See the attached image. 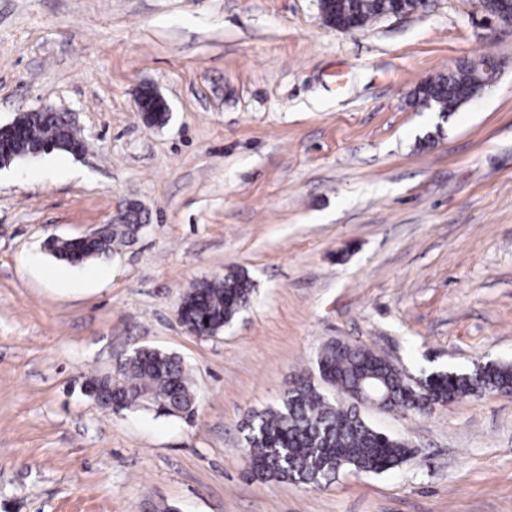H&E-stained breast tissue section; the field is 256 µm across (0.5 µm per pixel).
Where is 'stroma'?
I'll return each mask as SVG.
<instances>
[{
    "label": "stroma",
    "mask_w": 512,
    "mask_h": 512,
    "mask_svg": "<svg viewBox=\"0 0 512 512\" xmlns=\"http://www.w3.org/2000/svg\"><path fill=\"white\" fill-rule=\"evenodd\" d=\"M488 59L456 111L415 99ZM39 107L85 151L0 170V512H512V393L364 410L413 449L380 474L262 481L241 454L326 344L415 378L512 363V27L479 0L354 32L318 0H0V125ZM130 204L146 221L111 257L47 254ZM231 268L250 305L190 335L182 295ZM138 347L188 366L193 423L82 394Z\"/></svg>",
    "instance_id": "1"
}]
</instances>
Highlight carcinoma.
Masks as SVG:
<instances>
[{
    "label": "carcinoma",
    "instance_id": "carcinoma-1",
    "mask_svg": "<svg viewBox=\"0 0 512 512\" xmlns=\"http://www.w3.org/2000/svg\"><path fill=\"white\" fill-rule=\"evenodd\" d=\"M391 2L339 0L338 8L364 28ZM481 72L477 64H461L428 82L429 89L417 96V101L452 112L459 107L458 88L475 85ZM80 146L81 138L61 114L24 112L0 132V163H13L39 150L72 154ZM140 224L135 217L104 224L93 238H53L47 241V248L56 259L81 265L108 256L133 237ZM254 292V282L242 271L199 281L182 297L181 320L204 336H215L250 304ZM317 371L324 374L331 393L316 386L310 377L300 376L278 408L258 413L245 424L243 452L253 477L319 487L343 469L381 473L400 466L411 453L408 442L368 423L358 402L344 406L336 400L362 382H381L390 392L392 407L416 413L430 402L442 405L487 390L512 388L511 364H486L477 373H432L422 379L420 387L374 351L343 343L328 344L320 351ZM86 383L104 394L112 392V401L121 412L146 409L188 421L196 412L194 385L182 361L157 349H141L120 368L117 380L110 382L99 374Z\"/></svg>",
    "mask_w": 512,
    "mask_h": 512
}]
</instances>
